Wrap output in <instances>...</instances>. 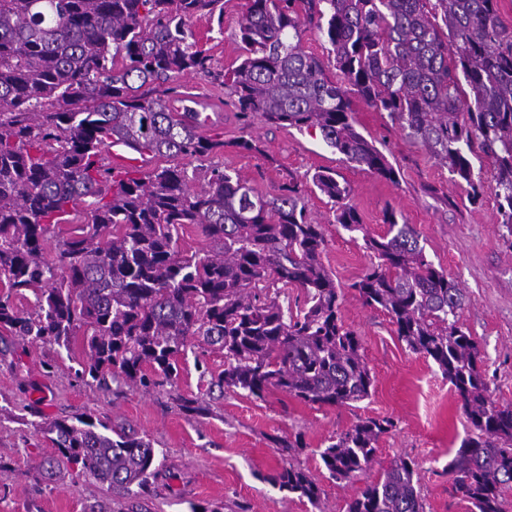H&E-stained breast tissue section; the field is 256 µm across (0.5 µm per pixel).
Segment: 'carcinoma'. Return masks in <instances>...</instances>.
<instances>
[{"label":"carcinoma","instance_id":"carcinoma-1","mask_svg":"<svg viewBox=\"0 0 512 512\" xmlns=\"http://www.w3.org/2000/svg\"><path fill=\"white\" fill-rule=\"evenodd\" d=\"M197 16L223 24L224 0H0V327L67 350L83 336L78 376L99 383L171 382L200 338L224 351L227 389L320 407L365 400L374 377L321 261L323 226L296 184L265 196L212 168L197 189L185 166L114 168L103 153L113 140L142 157L223 149V139L196 133L200 113L172 85L200 74L222 79L243 119L317 130L347 161L394 182L395 168L354 126L358 99L445 162L470 200L490 188L499 223L512 225V23L498 0H248L242 61L216 74L190 27ZM309 30L326 38L327 60L301 48ZM475 159L492 166L490 185ZM312 183L337 224L363 230L335 170L316 171ZM84 197L94 198L90 219L47 258L45 241ZM385 223L382 236L364 233L377 262L349 288L388 314L461 401L470 431L448 463L455 493L474 512H509L512 406L492 398L478 345L459 324L465 294L394 210ZM187 224L200 229L203 252L179 247ZM280 283L304 288L302 311L267 293ZM27 291L34 302L24 312L15 298ZM393 427L357 422L321 451L325 469L340 480L371 469ZM42 431L54 448L50 473L91 477L123 498L156 474L153 444L131 429L80 414ZM275 481L318 499L315 481L291 464ZM346 512H424L415 462L392 460Z\"/></svg>","mask_w":512,"mask_h":512}]
</instances>
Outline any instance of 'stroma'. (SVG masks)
Returning <instances> with one entry per match:
<instances>
[{"label": "stroma", "instance_id": "obj_1", "mask_svg": "<svg viewBox=\"0 0 512 512\" xmlns=\"http://www.w3.org/2000/svg\"><path fill=\"white\" fill-rule=\"evenodd\" d=\"M245 10L246 0H224L223 25L203 16L191 22L217 68L241 61L239 27ZM177 83L204 106L200 135L226 143L207 158L184 159V166L239 174L267 196L284 183L300 185L309 215L323 226L327 246L321 261L343 289L342 320L362 340L374 390L368 399L336 408H318L279 391L257 399L218 387L224 354L204 345L180 359L179 374L170 384L147 391L120 379L99 385L76 375L81 345L68 350L33 346L0 328V512H132L127 499L93 478L63 472L50 480L39 467L52 448L35 424L85 412L111 426H130L158 453L162 469L133 512H345L347 501L375 479V471L338 480L329 475L320 453L359 420L384 417L395 426L378 443V468L396 457L408 458L417 465L425 512H473L470 503L453 495L447 473L469 431L460 401L437 365L409 351L390 317L363 306L350 285L374 260L364 247V234H384L385 212L394 210L414 228L434 267L463 288L467 302L460 323L479 345L493 399L512 406V229L500 224L494 193L471 202L466 185L454 180L447 165L386 113L363 102L353 105L354 126L397 169L396 181L346 161L318 132L257 118L243 127L219 81L191 74ZM245 130L257 139L256 151L234 148ZM322 168L336 170L339 181L351 188L363 232L336 224L331 202L311 181ZM189 402L202 406V413L187 411ZM297 438L302 448L284 453ZM290 464L315 480L318 501L275 483L277 473Z\"/></svg>", "mask_w": 512, "mask_h": 512}]
</instances>
